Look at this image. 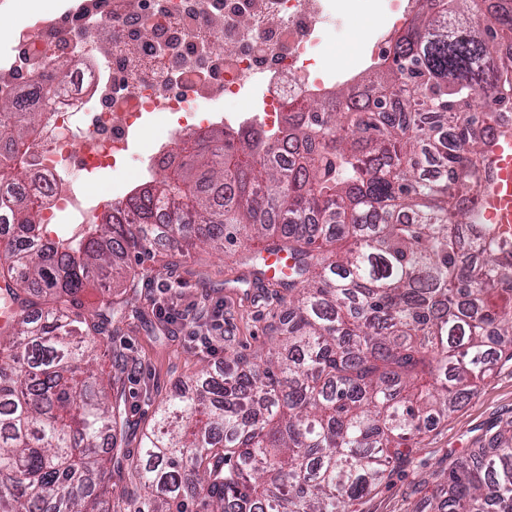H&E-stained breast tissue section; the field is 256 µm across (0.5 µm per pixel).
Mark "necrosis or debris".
<instances>
[{"label": "necrosis or debris", "instance_id": "1", "mask_svg": "<svg viewBox=\"0 0 512 512\" xmlns=\"http://www.w3.org/2000/svg\"><path fill=\"white\" fill-rule=\"evenodd\" d=\"M414 0H79L65 21L23 23L21 58L0 70V98L17 96L47 63L68 76L31 164L48 189L42 224L65 222L63 238L86 236L104 201L94 176L125 164L133 134L165 118L172 128L138 161L128 188L145 184L176 158L185 136L221 124L273 132L282 113L325 95L320 63L331 28L368 7L386 40ZM260 99L253 115H228L224 103Z\"/></svg>", "mask_w": 512, "mask_h": 512}]
</instances>
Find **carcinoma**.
<instances>
[{
    "label": "carcinoma",
    "instance_id": "carcinoma-1",
    "mask_svg": "<svg viewBox=\"0 0 512 512\" xmlns=\"http://www.w3.org/2000/svg\"><path fill=\"white\" fill-rule=\"evenodd\" d=\"M420 0L371 94L339 91L282 114L276 132L210 127L92 224L54 245L37 201L0 194L14 226L0 286L25 311L0 331V512H349L412 457L427 426L512 360V233L481 208L488 138L512 110V7L492 39L455 22L487 0ZM51 70L31 94H54ZM42 112L0 99V186L29 178ZM294 155L293 161L282 151ZM291 261L274 346L157 407L138 454L94 373L102 334L132 307L162 243L224 250L248 234ZM123 289L110 290L111 273ZM105 289L87 316V288ZM448 469L425 512H512V420Z\"/></svg>",
    "mask_w": 512,
    "mask_h": 512
}]
</instances>
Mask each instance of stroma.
I'll use <instances>...</instances> for the list:
<instances>
[{"label": "stroma", "mask_w": 512, "mask_h": 512, "mask_svg": "<svg viewBox=\"0 0 512 512\" xmlns=\"http://www.w3.org/2000/svg\"><path fill=\"white\" fill-rule=\"evenodd\" d=\"M379 24L366 11L331 32L330 64L362 72L369 35ZM247 251L235 245L219 256L198 247L183 258L177 248L159 250L148 262L152 274L138 284L135 311L108 326L109 344L125 362L121 380L132 414L130 448H137L158 400L175 387L193 386L196 373L215 369L221 357L267 350L272 326L288 314V291L255 279L242 260ZM207 334L217 354L198 345V337ZM511 418L512 361H502L469 400L430 425L411 461L394 465L388 480L356 502L353 512H420L449 465L467 458L487 427Z\"/></svg>", "instance_id": "stroma-1"}]
</instances>
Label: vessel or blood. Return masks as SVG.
<instances>
[{
  "label": "vessel or blood",
  "instance_id": "vessel-or-blood-1",
  "mask_svg": "<svg viewBox=\"0 0 512 512\" xmlns=\"http://www.w3.org/2000/svg\"><path fill=\"white\" fill-rule=\"evenodd\" d=\"M496 224L512 226V131L496 137L485 171V211Z\"/></svg>",
  "mask_w": 512,
  "mask_h": 512
}]
</instances>
